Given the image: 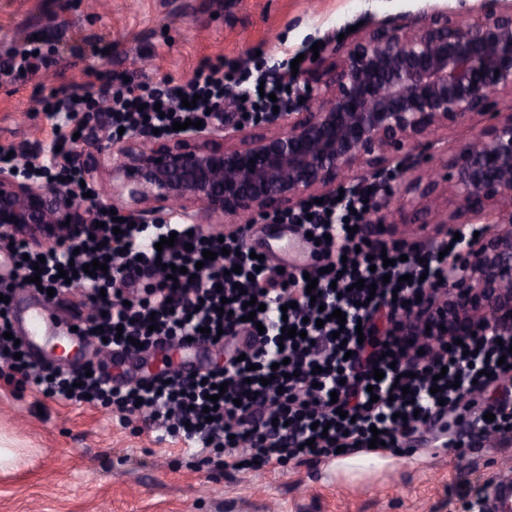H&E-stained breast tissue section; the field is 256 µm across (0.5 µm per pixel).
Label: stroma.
<instances>
[{
    "label": "stroma",
    "instance_id": "1",
    "mask_svg": "<svg viewBox=\"0 0 512 512\" xmlns=\"http://www.w3.org/2000/svg\"><path fill=\"white\" fill-rule=\"evenodd\" d=\"M0 0V62L37 47L47 72L0 83V146L48 154L42 102L96 92L99 75L187 83L205 62L274 70L312 45L328 55L378 25L484 0ZM467 408L407 438L411 450L272 465L259 472L214 464L140 420L102 407L49 400L0 378V512H469L480 488L512 475V439L466 433ZM467 435L464 454L440 447L441 424Z\"/></svg>",
    "mask_w": 512,
    "mask_h": 512
}]
</instances>
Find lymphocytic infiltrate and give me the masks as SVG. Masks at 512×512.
<instances>
[{
  "label": "lymphocytic infiltrate",
  "instance_id": "obj_1",
  "mask_svg": "<svg viewBox=\"0 0 512 512\" xmlns=\"http://www.w3.org/2000/svg\"><path fill=\"white\" fill-rule=\"evenodd\" d=\"M235 73L223 62H205L179 87L105 75L99 94L70 92L43 105L62 115L54 133L63 144L101 112L110 136L155 130L168 138L174 123L206 120ZM261 79L263 88L238 90L240 109L251 120L287 108L292 99L287 73ZM186 98L195 99V107H183ZM370 206V197L348 190L341 200L284 214V222L318 241L316 263L305 272H283L270 259L253 258L243 228L221 239L200 224L162 219L131 227L114 223L108 212L102 227L63 238L51 250L14 244V266L0 275V375L59 402L112 409L126 424L149 422L238 464L264 468L331 458L340 447L368 448L375 437L388 450L403 451L408 434L456 407L461 392L512 375V333L485 324L434 357L407 358L394 328L379 329L377 322L403 311L412 280H434L447 265L440 252L459 251L462 243L442 242L419 255L396 240L368 243L361 226ZM170 235L174 246L156 250ZM207 250L215 259H204ZM95 260L106 262V270L84 273ZM171 264L182 270L174 280L165 271ZM62 267L72 268L74 279L59 277ZM34 275L41 287L54 289L52 304L83 335L105 339L107 348L137 355L191 337L223 348L227 358L192 376L177 372L122 385L97 373L35 367L23 345L7 337L14 329L8 298L17 281ZM361 279L362 289L356 286ZM68 285L82 289L80 302L65 297ZM251 297L263 311L250 312ZM337 309L345 323L333 319ZM286 326L296 328L297 337H283ZM378 369L383 379H375ZM219 384L225 393L209 403ZM208 406L214 409L209 416Z\"/></svg>",
  "mask_w": 512,
  "mask_h": 512
}]
</instances>
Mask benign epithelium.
<instances>
[{
	"mask_svg": "<svg viewBox=\"0 0 512 512\" xmlns=\"http://www.w3.org/2000/svg\"><path fill=\"white\" fill-rule=\"evenodd\" d=\"M466 15L437 13L421 23L379 27L318 66L323 95L301 112L271 113L257 133L210 124L154 140L143 134L99 143L93 163L68 154L88 179L101 178L110 208L143 219L159 212L193 223L291 212L332 199L356 170L366 181L391 177L428 201L440 181L432 152L448 127L473 116L487 123L450 153L454 209L439 220L465 240L430 283L414 286L412 311L395 318L410 355L484 323L512 332V0ZM509 97L507 111L496 97ZM254 164H249V160ZM99 205L64 184L0 166V232L47 250L97 222ZM368 221L379 235L400 223L384 200ZM490 217L478 238L470 224Z\"/></svg>",
	"mask_w": 512,
	"mask_h": 512,
	"instance_id": "obj_1",
	"label": "benign epithelium"
}]
</instances>
